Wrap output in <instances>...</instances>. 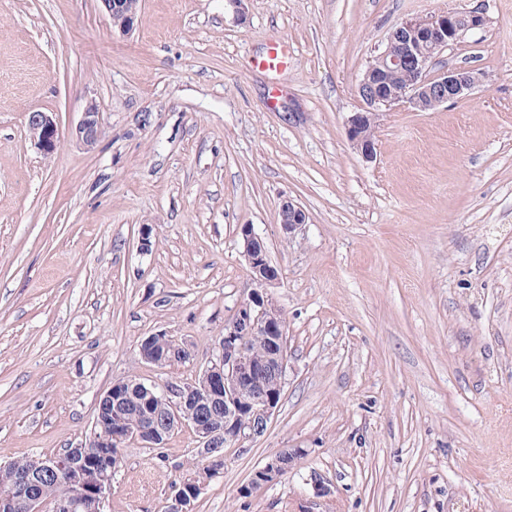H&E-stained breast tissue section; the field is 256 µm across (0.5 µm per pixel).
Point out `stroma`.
Wrapping results in <instances>:
<instances>
[{"label": "stroma", "instance_id": "stroma-1", "mask_svg": "<svg viewBox=\"0 0 512 512\" xmlns=\"http://www.w3.org/2000/svg\"><path fill=\"white\" fill-rule=\"evenodd\" d=\"M474 7L486 27L431 71L483 84L383 112L365 161L346 119L390 30ZM285 198L309 216L289 234ZM244 224L279 270L285 384L191 512H512V0H142L127 35L100 0H0V463L84 446L115 380L194 381L253 287ZM155 333L190 360L142 362ZM196 446L126 444L104 512H162ZM283 448L294 469L239 496ZM257 65L268 71L285 70L288 67V50L279 43H273ZM100 132V112L97 106L92 103L82 113V117L73 131V136L83 144L91 147L98 140ZM28 132L35 145L45 153H53L59 141V128L53 113L33 111L27 120Z\"/></svg>", "mask_w": 512, "mask_h": 512}]
</instances>
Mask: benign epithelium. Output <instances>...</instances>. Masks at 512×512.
Here are the masks:
<instances>
[{"instance_id":"obj_1","label":"benign epithelium","mask_w":512,"mask_h":512,"mask_svg":"<svg viewBox=\"0 0 512 512\" xmlns=\"http://www.w3.org/2000/svg\"><path fill=\"white\" fill-rule=\"evenodd\" d=\"M112 26L122 34L129 33L137 19L141 0H101ZM480 9L460 12L454 9L425 18L406 20L388 35L386 47L366 67L358 84L361 105L346 121L347 137L363 159L375 156V133L381 113L406 104L425 112L431 104H445L462 99L475 90L485 72L473 67H450L429 76L432 61L464 36L487 25ZM399 73L408 75L403 84L393 81ZM28 132L35 145L50 154L57 148L59 128L53 114L34 111L27 120ZM101 132L100 112L95 104L87 106L75 126L73 136L91 147ZM279 223L287 232L307 223L308 215L294 200H282ZM244 258L255 288L242 300L233 317L224 324L217 353L203 368L198 384H149L146 393L151 400L167 405L162 412L151 404L140 421L128 425L124 421L125 394L111 385L97 403L94 423L114 425V446L136 442L146 448L161 446L162 440L179 428L192 425L199 451L208 456L212 451L235 444L247 437L259 436L267 429L279 405L277 388L285 383L287 367L286 325L282 312L268 288L279 281V271L271 265L263 241L249 224L239 228ZM250 336H265L270 344L263 357L256 356L247 344ZM150 352L139 350L140 357L152 364L183 362L191 357L183 345H167L161 334L142 340ZM221 399L224 416L202 410L206 400ZM107 465H98V457L87 448H68L54 456L36 459V466L12 474L8 486L0 489V512H103L111 489L114 468L112 454L105 455ZM273 457L259 467L253 478L263 484L277 481L286 467L293 466ZM66 476L63 494L44 497L36 494L46 478ZM201 490L196 478L175 484L168 495L167 512H190L191 503Z\"/></svg>"}]
</instances>
